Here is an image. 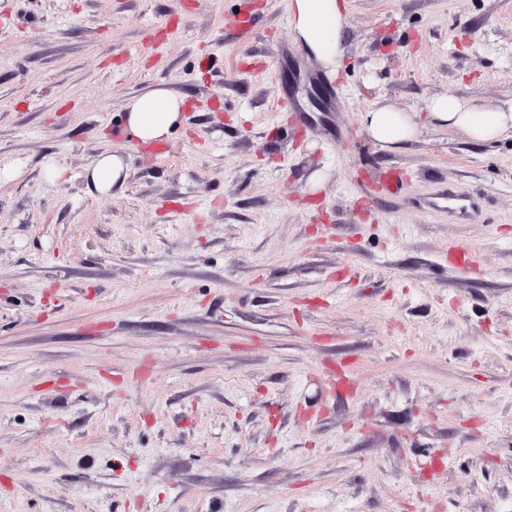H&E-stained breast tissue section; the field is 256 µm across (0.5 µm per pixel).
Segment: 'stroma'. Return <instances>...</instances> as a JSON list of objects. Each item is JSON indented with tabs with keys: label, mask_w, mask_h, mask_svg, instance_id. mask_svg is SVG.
Instances as JSON below:
<instances>
[{
	"label": "stroma",
	"mask_w": 512,
	"mask_h": 512,
	"mask_svg": "<svg viewBox=\"0 0 512 512\" xmlns=\"http://www.w3.org/2000/svg\"><path fill=\"white\" fill-rule=\"evenodd\" d=\"M288 3L0 0V512H512V132L425 115L512 102V0H350L338 75ZM185 99L163 87H155L129 100L124 116L127 129L144 145L169 141L171 129L184 111ZM429 118L450 129H462L474 141L483 142L512 130V103L507 107L474 108L453 95L441 96L427 105ZM363 127L369 137L386 149H396L415 134V126L408 112H400L390 105H376L363 115ZM84 176L101 195H107L114 187H120L125 182L128 165L125 157L106 153L100 155L93 165L86 169Z\"/></svg>",
	"instance_id": "stroma-1"
}]
</instances>
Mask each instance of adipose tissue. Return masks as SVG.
Instances as JSON below:
<instances>
[{"instance_id": "ef3b65f1", "label": "adipose tissue", "mask_w": 512, "mask_h": 512, "mask_svg": "<svg viewBox=\"0 0 512 512\" xmlns=\"http://www.w3.org/2000/svg\"><path fill=\"white\" fill-rule=\"evenodd\" d=\"M347 0H290V23L295 38L326 70L339 72L345 56ZM183 97L163 87L153 88L129 100L124 116L127 129L140 143L161 145L181 120ZM433 122L461 129L472 140L483 142L512 130V105L474 108L453 95L441 96L427 105ZM369 137L386 149H395L415 134L408 113L390 105H378L363 115ZM128 176L125 157L100 155L85 177L103 195L122 185Z\"/></svg>"}]
</instances>
